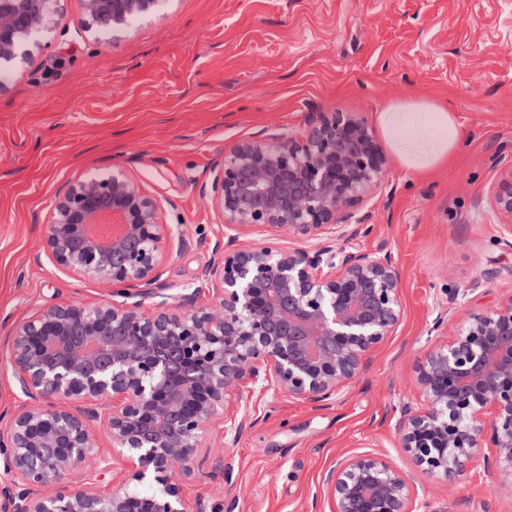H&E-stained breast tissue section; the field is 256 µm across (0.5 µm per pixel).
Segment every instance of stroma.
Segmentation results:
<instances>
[{"instance_id":"35a3bbf8","label":"stroma","mask_w":512,"mask_h":512,"mask_svg":"<svg viewBox=\"0 0 512 512\" xmlns=\"http://www.w3.org/2000/svg\"><path fill=\"white\" fill-rule=\"evenodd\" d=\"M33 63L0 91V430L22 396L9 361L12 322L109 287L67 276L40 257L51 206L77 173L133 175L163 223L195 244L171 253V295L199 288L225 227L202 195L237 142L301 127L311 112L374 118L396 96H426L456 113L462 143L422 177L390 160L367 205L359 247L392 252L402 322L338 399L245 393L253 421L215 436L183 480L189 512H309L324 475L347 456L382 454L408 476L394 410L418 403V362L448 285L512 266L487 193L512 164V0H163L117 40L93 39L83 0H63ZM419 512H512L482 461L454 483L428 481Z\"/></svg>"}]
</instances>
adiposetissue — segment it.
<instances>
[{
	"label": "adipose tissue",
	"instance_id": "1",
	"mask_svg": "<svg viewBox=\"0 0 512 512\" xmlns=\"http://www.w3.org/2000/svg\"><path fill=\"white\" fill-rule=\"evenodd\" d=\"M375 121L401 166L416 174L448 162L462 140L455 112L426 98L393 99L377 112Z\"/></svg>",
	"mask_w": 512,
	"mask_h": 512
}]
</instances>
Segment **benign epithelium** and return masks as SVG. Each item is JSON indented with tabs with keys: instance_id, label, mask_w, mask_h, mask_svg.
I'll list each match as a JSON object with an SVG mask.
<instances>
[{
	"instance_id": "1",
	"label": "benign epithelium",
	"mask_w": 512,
	"mask_h": 512,
	"mask_svg": "<svg viewBox=\"0 0 512 512\" xmlns=\"http://www.w3.org/2000/svg\"><path fill=\"white\" fill-rule=\"evenodd\" d=\"M61 0H0V71L28 64L52 30ZM159 0H84L88 29L116 34L153 12ZM388 159L359 112H311L295 132L243 140L224 154L206 194L228 229L202 273L216 295L195 306L163 281L168 251L192 238L160 219L158 202L123 171L81 173L58 194L43 253L64 272L112 286V301L45 308L12 329V376L26 400L0 431V512H142V499L120 481L94 488L106 462L96 423L131 467L160 485L150 512H187L174 474L190 477L224 426L237 436L252 421L243 391L335 401L402 319L401 277L391 253L351 245L373 231L366 203L384 187ZM490 210L512 250V165L488 191ZM112 214L103 242L86 228ZM266 228L258 246L240 235ZM288 230L309 247L283 249ZM503 280L512 266L491 267L465 288L452 286L448 311L432 331L449 340L416 369L422 407L404 403L395 432L400 448L429 479L453 481L483 456L512 489V295L456 323L447 312L469 294ZM154 299L143 309V298ZM85 483L70 493L50 487L71 472ZM330 512H416L417 484L375 453H362L324 476Z\"/></svg>"
}]
</instances>
